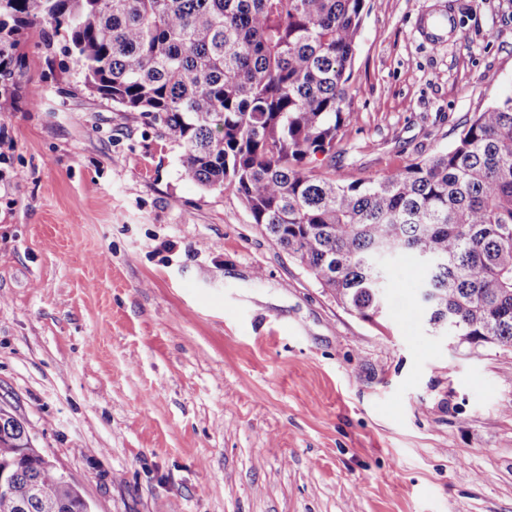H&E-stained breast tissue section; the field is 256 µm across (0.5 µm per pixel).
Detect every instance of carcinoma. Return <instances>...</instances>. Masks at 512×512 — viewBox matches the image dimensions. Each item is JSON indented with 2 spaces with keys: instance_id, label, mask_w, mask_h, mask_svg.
<instances>
[{
  "instance_id": "obj_1",
  "label": "carcinoma",
  "mask_w": 512,
  "mask_h": 512,
  "mask_svg": "<svg viewBox=\"0 0 512 512\" xmlns=\"http://www.w3.org/2000/svg\"><path fill=\"white\" fill-rule=\"evenodd\" d=\"M366 0H0V33L63 35L85 88L138 112L182 150L186 179L232 189L324 292L363 319L386 312L385 264L429 257L418 305L460 345L512 347V97L455 143L377 181L336 178L356 123L349 84ZM330 157L331 171L308 167ZM25 422L0 416V512H44L39 485L84 512L74 482L36 459Z\"/></svg>"
}]
</instances>
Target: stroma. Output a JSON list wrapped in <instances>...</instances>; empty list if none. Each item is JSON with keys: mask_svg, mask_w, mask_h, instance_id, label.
<instances>
[{"mask_svg": "<svg viewBox=\"0 0 512 512\" xmlns=\"http://www.w3.org/2000/svg\"><path fill=\"white\" fill-rule=\"evenodd\" d=\"M11 44L0 406L91 512H512V348L432 335L406 255L384 320L344 309L60 36ZM350 85L337 177L448 149L512 97V0H366Z\"/></svg>", "mask_w": 512, "mask_h": 512, "instance_id": "obj_1", "label": "stroma"}]
</instances>
